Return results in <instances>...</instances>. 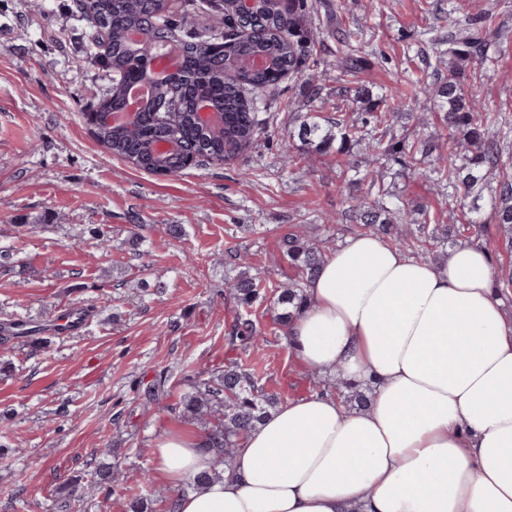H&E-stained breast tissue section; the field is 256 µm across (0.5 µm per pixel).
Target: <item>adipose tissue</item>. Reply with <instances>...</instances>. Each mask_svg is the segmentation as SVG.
I'll return each mask as SVG.
<instances>
[{
    "label": "adipose tissue",
    "mask_w": 512,
    "mask_h": 512,
    "mask_svg": "<svg viewBox=\"0 0 512 512\" xmlns=\"http://www.w3.org/2000/svg\"><path fill=\"white\" fill-rule=\"evenodd\" d=\"M306 294L289 351L371 383L369 402L282 403L243 434L229 473L203 432L165 431L157 475L195 482L175 512H512V316L487 250L463 242L436 265L359 234Z\"/></svg>",
    "instance_id": "1"
}]
</instances>
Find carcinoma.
Returning a JSON list of instances; mask_svg holds the SVG:
<instances>
[{
	"mask_svg": "<svg viewBox=\"0 0 512 512\" xmlns=\"http://www.w3.org/2000/svg\"><path fill=\"white\" fill-rule=\"evenodd\" d=\"M76 12L91 24L106 26L112 33L108 47H96L91 59L112 72L110 97L85 113L86 120L96 139L120 159H137L149 165L154 163L153 145L162 139L176 138L188 147V153L198 159V164L221 165L239 159L248 149L257 145L264 133L260 118L262 101L258 94L280 84L285 76L300 74L305 77L310 94L309 102L320 95L323 73L317 60H309L310 49L320 40L322 32L306 24L310 13L308 0H267L261 19L251 25H242L234 14V0H181L179 11L167 7L164 0H75ZM193 13H205L209 23L198 26L191 21ZM148 25L159 35H166L180 42L181 65L169 75V83L158 92L175 97V111L157 115L149 105L140 110V121L132 130L99 126L95 114L105 104L117 111L126 101L128 87L136 79H150L148 70L150 54L136 56L125 49V34L133 27ZM352 32L336 31L339 45L336 66L355 71L365 68V59L354 53ZM490 38L486 14L478 12L468 22L448 30V49L436 52L438 64L446 66V77L437 95V111L448 137L457 140L467 149L463 163L457 157L440 154L434 173L448 186V205L470 200V211L480 210L482 190L491 178L500 173L502 162L501 142L508 138L512 128L492 117L465 90L466 66L488 59ZM264 55L272 66L252 71L242 76L225 72L229 58ZM200 101L220 105L224 109V132L213 136L196 126L193 112ZM390 119V113L370 109L361 122L348 123L339 115L336 120L322 125L311 115L304 116L298 126L299 141L318 154L336 150L346 153V147L366 141L367 149L376 163H395L417 175V155L421 152L419 139H388L380 131ZM358 181L370 182L378 187L380 198L369 205L362 198L348 193L345 217L369 231H379L393 236L394 245L411 251L417 250V236L408 224L394 225L392 216L401 214L398 194L376 184L367 171ZM494 220L508 235L512 243V179L504 178L495 188ZM479 221L469 219L467 225H448L445 234L430 237L432 245L445 243L449 237L477 227ZM283 256L299 271V280L279 290L277 303L280 312L275 324L288 328L289 322L305 302L304 288L319 264L324 249L315 242L290 234L281 240ZM260 278L244 271L228 281L227 290L237 306L245 309L259 297ZM264 338L251 316L237 313L228 332V345L235 349L259 352ZM167 376L159 374L147 384L143 403L157 404L165 395ZM336 390L344 389L347 398L361 405L368 396L358 386L341 381L332 384ZM278 405V398L267 393L250 373L237 362L231 361L211 376L200 379L191 390L182 394L175 404L181 417L191 419L203 429L208 448L224 459V469L230 470L241 436L256 422ZM91 482L112 491L120 488L117 471L112 463L101 462L88 473ZM156 494L152 480L143 477L140 490L129 496V512H148V499Z\"/></svg>",
	"mask_w": 512,
	"mask_h": 512,
	"instance_id": "cac0c4a2",
	"label": "carcinoma"
}]
</instances>
